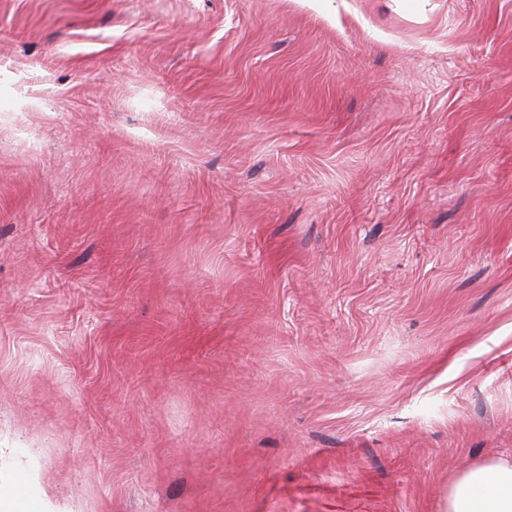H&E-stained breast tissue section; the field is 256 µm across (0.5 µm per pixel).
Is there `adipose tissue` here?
<instances>
[{
	"label": "adipose tissue",
	"instance_id": "obj_1",
	"mask_svg": "<svg viewBox=\"0 0 512 512\" xmlns=\"http://www.w3.org/2000/svg\"><path fill=\"white\" fill-rule=\"evenodd\" d=\"M0 512H81L59 502L36 469L0 477ZM445 512H512V461L489 460L465 467L450 483Z\"/></svg>",
	"mask_w": 512,
	"mask_h": 512
}]
</instances>
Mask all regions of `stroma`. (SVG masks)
Returning <instances> with one entry per match:
<instances>
[{
	"label": "stroma",
	"mask_w": 512,
	"mask_h": 512,
	"mask_svg": "<svg viewBox=\"0 0 512 512\" xmlns=\"http://www.w3.org/2000/svg\"><path fill=\"white\" fill-rule=\"evenodd\" d=\"M512 460V0H0V471L84 512H444Z\"/></svg>",
	"instance_id": "1"
}]
</instances>
